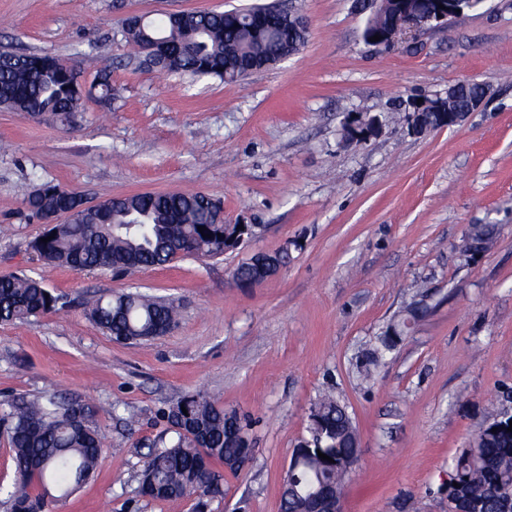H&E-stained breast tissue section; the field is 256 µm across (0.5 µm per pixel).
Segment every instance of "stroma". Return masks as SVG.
<instances>
[{
    "label": "stroma",
    "instance_id": "obj_1",
    "mask_svg": "<svg viewBox=\"0 0 512 512\" xmlns=\"http://www.w3.org/2000/svg\"><path fill=\"white\" fill-rule=\"evenodd\" d=\"M265 2L0 0V52L61 56L82 83L105 70L112 83L111 98L85 97L65 127L0 107V276L27 274L62 298L0 324V408L55 395L86 404L107 433L93 476L55 512H194L191 498L141 497L138 478L172 437L163 411L201 389L247 418L252 448L208 512H281L293 450L327 392L360 440L345 512H448L456 457L512 392V0L390 48L363 42L356 0H273L305 16L307 42L235 83L148 69L124 37L133 14ZM469 81L490 95L460 126L417 134L386 119ZM348 112L385 123L352 142ZM46 182L92 202L208 193L253 239L121 275L49 267L30 248L42 224L22 214ZM472 224L498 231L468 261ZM284 249L274 276L233 279L252 254ZM128 291L174 301L177 324L131 344L88 318L85 297ZM421 299L426 316L362 380V356Z\"/></svg>",
    "mask_w": 512,
    "mask_h": 512
}]
</instances>
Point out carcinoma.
I'll return each mask as SVG.
<instances>
[{
	"label": "carcinoma",
	"mask_w": 512,
	"mask_h": 512,
	"mask_svg": "<svg viewBox=\"0 0 512 512\" xmlns=\"http://www.w3.org/2000/svg\"><path fill=\"white\" fill-rule=\"evenodd\" d=\"M257 7L225 12L190 11L177 22L145 23L129 30L127 41L143 49L159 40L165 56L153 61L160 72L191 76L215 75L226 82L243 79L253 59H273L285 50L298 52L306 34L268 29L253 33ZM392 25L391 7L365 22L364 31L384 32ZM87 95L68 62L44 54H0V106L32 120L72 123L74 111ZM25 200L29 220L40 214L70 207L71 192L57 184ZM220 200L201 193H143L105 199V209H85L68 224L47 227L33 242L46 264L76 272L112 267L120 272L164 266L182 255L197 259L224 254L241 229L236 225L209 224L206 216ZM206 226L200 232L198 227ZM51 237L44 243L42 239ZM57 297L40 279L24 275L0 276V322L26 321L50 311ZM426 309L410 308L379 337L380 347L368 357L365 372L393 351ZM176 307L138 292L100 297L88 306L89 318L118 340L141 343L156 329L172 326ZM174 434L171 443L147 454L141 473V494L153 500L197 499V507L224 497L225 465L237 454L229 447L224 407L206 391H197L173 404L165 413ZM8 423L17 479L5 490L10 512H46L49 503L33 494L32 483L50 481L69 494L90 479L106 452L105 434L93 427L88 407L49 395L21 399L3 413ZM357 432L346 409L330 395L322 396L311 411L312 439L299 444L303 460L293 466L288 483V512H309L310 495L340 488L352 472ZM323 453L332 461L323 460ZM463 486L484 501L482 512H498V499L512 494V432L479 431L474 445L457 458L448 482Z\"/></svg>",
	"instance_id": "cac0c4a2"
}]
</instances>
